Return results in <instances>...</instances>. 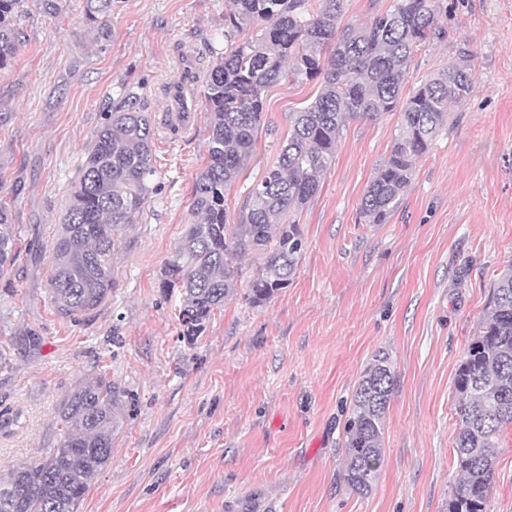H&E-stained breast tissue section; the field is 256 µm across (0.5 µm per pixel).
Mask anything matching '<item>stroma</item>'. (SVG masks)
<instances>
[{
	"mask_svg": "<svg viewBox=\"0 0 512 512\" xmlns=\"http://www.w3.org/2000/svg\"><path fill=\"white\" fill-rule=\"evenodd\" d=\"M449 37L415 52L405 93L472 53L474 87L413 170L388 223L359 218L391 150L400 115L346 125L322 186L298 211L305 247L268 303L235 297L195 344L180 336L179 293L158 274L192 222L195 174L207 163L206 110L193 130L163 128V87L182 53L209 70L208 44L229 0H123L99 38L82 0L44 14L27 0L23 44L0 71V201L23 225L21 252L0 279V475L42 460L64 440L60 412L102 375L122 419L112 458L78 512H446L457 483L454 379L512 264V0H444ZM138 92L156 133L160 193L124 231L109 300L79 321L48 293L65 199L121 83ZM316 81L264 93L254 163L227 191L235 224L252 183L278 159L288 115ZM397 378L384 463L371 493L341 478L344 422L374 355ZM488 512H512V428L499 440Z\"/></svg>",
	"mask_w": 512,
	"mask_h": 512,
	"instance_id": "obj_1",
	"label": "stroma"
}]
</instances>
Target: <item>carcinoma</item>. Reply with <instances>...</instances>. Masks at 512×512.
Returning a JSON list of instances; mask_svg holds the SVG:
<instances>
[{
	"instance_id": "1",
	"label": "carcinoma",
	"mask_w": 512,
	"mask_h": 512,
	"mask_svg": "<svg viewBox=\"0 0 512 512\" xmlns=\"http://www.w3.org/2000/svg\"><path fill=\"white\" fill-rule=\"evenodd\" d=\"M120 0H83L85 20L110 37L104 18ZM224 49L202 81L210 122L207 164L195 174V220L159 271V285L180 290V336L194 344L214 309L237 296L239 261L262 255L244 299L269 302L288 287L303 251L299 225L287 218L320 189L346 123L400 109L401 123L388 159L363 194L359 218L385 224L405 193L418 159L448 125V106L472 91L471 57L421 83L401 100L413 53L448 37L438 25L442 0H392L361 26L338 30L344 0H230ZM22 0H0V71L11 66L21 42L16 17ZM256 35L246 36L251 27ZM291 76L317 80L314 99L289 113L278 160L247 193L239 223H226V192L249 167L264 110V92ZM154 129L140 98L120 86L98 132L96 148L78 168L52 247L50 298L73 321L109 298L116 237L161 189L156 182ZM21 229L0 204V276L18 257ZM396 375L385 353L375 356L353 395L344 425L341 476L360 495L372 491L384 462L386 412ZM459 480L447 512H487L496 448L512 424V265L493 284L489 310L469 344L455 379ZM63 443L37 464L0 476V512H77L90 483L112 456L120 399L100 376L76 390L60 413Z\"/></svg>"
}]
</instances>
